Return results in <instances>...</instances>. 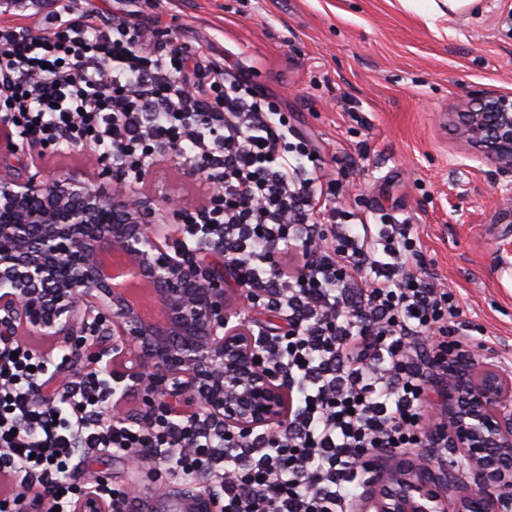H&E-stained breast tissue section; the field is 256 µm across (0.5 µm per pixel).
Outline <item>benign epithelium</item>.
Listing matches in <instances>:
<instances>
[{"mask_svg": "<svg viewBox=\"0 0 512 512\" xmlns=\"http://www.w3.org/2000/svg\"><path fill=\"white\" fill-rule=\"evenodd\" d=\"M479 108L456 113L460 139L480 158L512 174V93H484ZM182 210L173 197H143L122 185L107 192L75 174L47 182L0 174V336L27 331L51 338L76 356L112 366L124 384L119 399L141 397V422L159 416H205L244 434L281 428L292 397L279 374L259 359L244 322L232 324L224 307V278L211 267H189L170 253L174 225L157 223ZM127 259L123 273L148 282L164 314L146 319L122 289L101 272L103 257ZM448 447L464 454L475 487L454 512H512V377L475 356L463 372L448 367ZM372 477L356 512H448L446 489L434 477L433 458L388 467L376 450ZM133 473L153 477L149 457L129 459ZM145 512H223L206 476L136 483ZM17 495L30 512H53L48 490L27 486ZM96 486L82 489L75 512H124Z\"/></svg>", "mask_w": 512, "mask_h": 512, "instance_id": "obj_1", "label": "benign epithelium"}]
</instances>
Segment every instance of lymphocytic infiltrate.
<instances>
[{
	"instance_id": "obj_1",
	"label": "lymphocytic infiltrate",
	"mask_w": 512,
	"mask_h": 512,
	"mask_svg": "<svg viewBox=\"0 0 512 512\" xmlns=\"http://www.w3.org/2000/svg\"><path fill=\"white\" fill-rule=\"evenodd\" d=\"M0 120L27 148L78 149L127 185L178 154L213 190L184 210L281 325L258 331L260 352L293 397L284 428L253 436L206 421H115L109 385L89 373L47 405L33 393L47 370L26 347L0 348V471L24 474L71 512L74 456L139 453L163 468L207 474L224 512H354L363 459L448 445L430 434L424 399L463 353L459 306L422 276L410 225L384 213L356 221L335 181L306 167L312 151L245 69L212 61L125 10L63 5L50 27L0 26Z\"/></svg>"
}]
</instances>
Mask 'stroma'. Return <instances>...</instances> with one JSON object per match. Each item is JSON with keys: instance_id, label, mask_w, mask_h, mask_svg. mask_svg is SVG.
<instances>
[{"instance_id": "1", "label": "stroma", "mask_w": 512, "mask_h": 512, "mask_svg": "<svg viewBox=\"0 0 512 512\" xmlns=\"http://www.w3.org/2000/svg\"><path fill=\"white\" fill-rule=\"evenodd\" d=\"M138 11L180 43L249 68L297 135L347 190L355 215L386 211L418 235L425 272L451 289L476 354L512 374V176L478 159L446 115L478 95L512 92V0L453 17L420 0H80ZM61 0H0V25L49 22ZM0 170L44 181L78 172L111 188L94 156L0 151ZM145 194L203 203L207 186L181 158L152 165ZM129 489L125 458L96 454L71 477Z\"/></svg>"}]
</instances>
